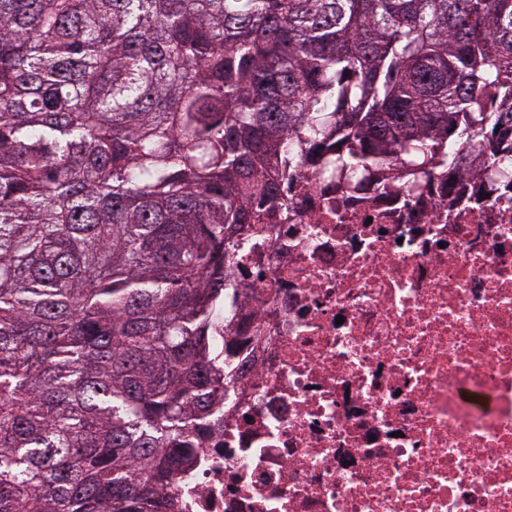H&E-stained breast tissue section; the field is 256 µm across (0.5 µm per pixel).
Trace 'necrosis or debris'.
<instances>
[{
  "label": "necrosis or debris",
  "mask_w": 512,
  "mask_h": 512,
  "mask_svg": "<svg viewBox=\"0 0 512 512\" xmlns=\"http://www.w3.org/2000/svg\"><path fill=\"white\" fill-rule=\"evenodd\" d=\"M270 227L174 512H512V191L304 176Z\"/></svg>",
  "instance_id": "1"
}]
</instances>
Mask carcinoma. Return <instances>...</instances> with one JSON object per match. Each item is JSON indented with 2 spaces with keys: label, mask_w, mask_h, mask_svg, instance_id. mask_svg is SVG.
<instances>
[{
  "label": "carcinoma",
  "mask_w": 512,
  "mask_h": 512,
  "mask_svg": "<svg viewBox=\"0 0 512 512\" xmlns=\"http://www.w3.org/2000/svg\"><path fill=\"white\" fill-rule=\"evenodd\" d=\"M511 133L512 0H0V512H168L294 177L494 184Z\"/></svg>",
  "instance_id": "carcinoma-1"
}]
</instances>
